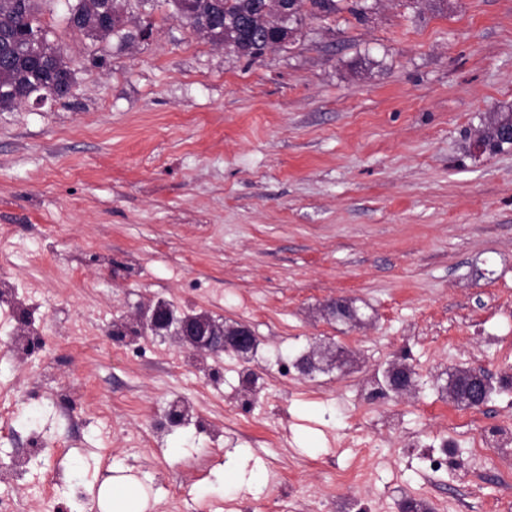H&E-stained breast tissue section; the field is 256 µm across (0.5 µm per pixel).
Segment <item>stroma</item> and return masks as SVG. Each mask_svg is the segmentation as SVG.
<instances>
[{"instance_id":"35a3bbf8","label":"stroma","mask_w":512,"mask_h":512,"mask_svg":"<svg viewBox=\"0 0 512 512\" xmlns=\"http://www.w3.org/2000/svg\"><path fill=\"white\" fill-rule=\"evenodd\" d=\"M366 5L360 21L305 17L290 49L251 61L196 34L171 0H127V29L152 35L126 44L71 31L66 0H44L73 95L0 112V226L14 229L0 288L35 292L44 330L16 362L21 322L0 304V459L26 470L0 495L18 512H87L116 466L154 512H280L281 480L294 512H336L350 495L368 512L409 499L512 512L502 449L471 448L512 419V387L469 409L430 380L512 366V145L478 143L512 113V0ZM155 296L260 336L250 413L237 357L145 336L137 358L107 336ZM332 298L364 327L323 315ZM77 327L94 339L76 343ZM315 342L354 364L278 376L277 352ZM402 357L415 393L367 406L363 380ZM176 398L192 419L172 426ZM365 433L369 483L333 484ZM430 447L459 467L430 473Z\"/></svg>"}]
</instances>
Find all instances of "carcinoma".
<instances>
[{"instance_id":"obj_1","label":"carcinoma","mask_w":512,"mask_h":512,"mask_svg":"<svg viewBox=\"0 0 512 512\" xmlns=\"http://www.w3.org/2000/svg\"><path fill=\"white\" fill-rule=\"evenodd\" d=\"M275 0H191L187 16L190 26L216 43L223 37L237 44L241 55L255 58L273 36V4ZM343 0H300V10L292 23L299 24L302 15L329 18L342 11ZM102 0H73L65 16L72 31H84V26L97 17ZM88 36L105 40L116 37L121 42H133L138 35L126 29L121 0H112V15L101 30ZM48 38L38 18V0H0V40L12 44V51L0 57V111L11 110L25 97L35 94L53 95L58 99L71 96L74 73L67 55L59 45L54 53L37 51V39ZM512 125L511 115L493 117L481 134V141L492 150L506 145L502 130Z\"/></svg>"}]
</instances>
